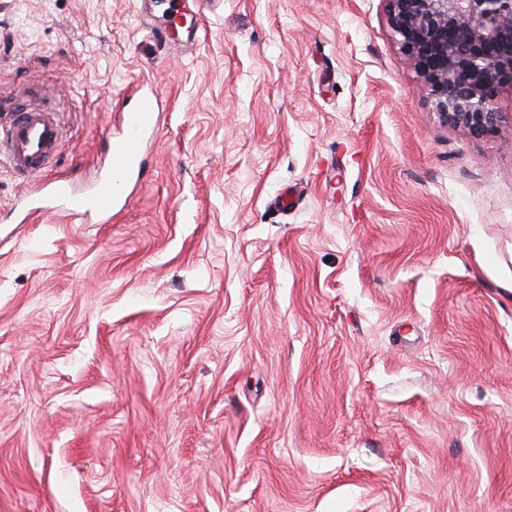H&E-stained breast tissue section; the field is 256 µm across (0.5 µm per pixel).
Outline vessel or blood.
<instances>
[{"instance_id":"vessel-or-blood-1","label":"vessel or blood","mask_w":512,"mask_h":512,"mask_svg":"<svg viewBox=\"0 0 512 512\" xmlns=\"http://www.w3.org/2000/svg\"><path fill=\"white\" fill-rule=\"evenodd\" d=\"M203 25H196L186 38L175 36L169 27L152 28L154 37L164 44L197 45L202 41ZM162 103L158 93L135 86L125 98L121 129L109 138L107 164L94 183L80 190L66 180H50L41 197L31 200L30 211H50L82 223L109 222L124 211L131 177L141 173V157L149 138L160 130ZM64 136L57 112L48 107L20 103L17 112L0 122V164H8L18 179L49 172Z\"/></svg>"}]
</instances>
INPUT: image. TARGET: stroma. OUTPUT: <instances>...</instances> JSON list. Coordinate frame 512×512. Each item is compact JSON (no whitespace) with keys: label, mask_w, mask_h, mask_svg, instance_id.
I'll return each mask as SVG.
<instances>
[{"label":"stroma","mask_w":512,"mask_h":512,"mask_svg":"<svg viewBox=\"0 0 512 512\" xmlns=\"http://www.w3.org/2000/svg\"><path fill=\"white\" fill-rule=\"evenodd\" d=\"M0 0V117L50 100L107 224L16 223L0 165V512H512V90L443 126L385 0ZM295 186L298 206L271 202ZM189 4L190 3L188 2V0L183 1L184 10L183 11L176 10V12L173 14V15H176V16L184 19V21H185L184 25L179 28L186 29V31H187L186 40H183L178 37V30H177V36H175L173 34V32L169 29V28H171L170 26H164L162 28H159V27H154L152 25H149V26H147V29L150 31V33L154 37H156L157 39H159L160 41H162L164 44H167V45L179 46V47L186 48V47H188V45L200 44L202 41V33L205 32V28H204L203 24L197 20L196 27L194 28V30L191 33V31L189 29L192 27V22H193L194 16L191 15L190 13H188V9L190 10ZM187 16H191V21L188 26H187ZM160 112L161 99L152 87L144 90V85H138L131 89L121 113V129L110 134L107 164L94 183L88 190H79L68 180L47 181L42 196L28 203L27 216L45 210L73 222L87 223L94 217L107 223L124 211L131 177L136 173V183L142 182L140 159L147 138L158 136Z\"/></svg>","instance_id":"35a3bbf8"}]
</instances>
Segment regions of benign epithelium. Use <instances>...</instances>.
I'll return each instance as SVG.
<instances>
[{"mask_svg":"<svg viewBox=\"0 0 512 512\" xmlns=\"http://www.w3.org/2000/svg\"><path fill=\"white\" fill-rule=\"evenodd\" d=\"M391 36L439 119L474 138L502 122L512 85V0H386Z\"/></svg>","mask_w":512,"mask_h":512,"instance_id":"benign-epithelium-1","label":"benign epithelium"}]
</instances>
